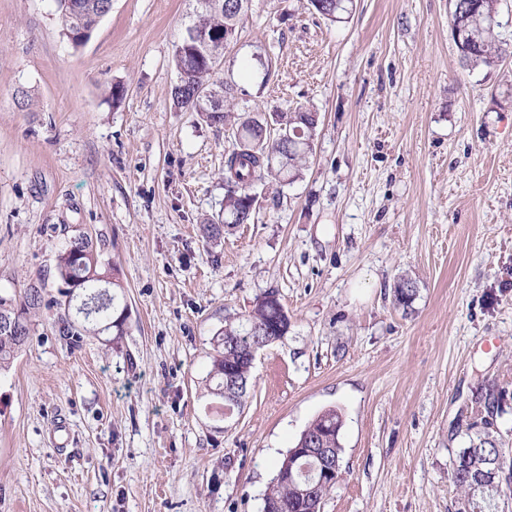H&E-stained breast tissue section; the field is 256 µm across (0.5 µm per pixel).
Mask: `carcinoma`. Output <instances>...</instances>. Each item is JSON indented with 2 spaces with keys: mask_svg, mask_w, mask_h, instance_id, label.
I'll list each match as a JSON object with an SVG mask.
<instances>
[{
  "mask_svg": "<svg viewBox=\"0 0 512 512\" xmlns=\"http://www.w3.org/2000/svg\"><path fill=\"white\" fill-rule=\"evenodd\" d=\"M310 6L324 18L336 22L349 10L352 0H309ZM498 0H483V11L471 20L476 29L475 38L480 45L474 47V66H484L487 57L502 59L508 53L512 40L499 31L500 23L490 18ZM75 7L63 5L57 0L63 30L72 33L78 28L93 30L103 19V0H71ZM245 9L211 12L201 6L194 8L189 23L200 27L211 35V46L184 45L177 37L172 45V62L177 73H185L187 86L174 84L171 95L175 105L203 111L206 122L213 126H229L234 142L224 161V205L221 220H211L203 225V238L213 241L221 238L224 229L249 224L254 217L256 182L270 177L285 185L301 177L306 157L312 151L313 138L319 125V114L298 107L292 112L272 114L274 131L267 130L268 121L260 120L247 112L234 111L231 87L221 77V62L224 56V28H238ZM204 85L210 92V100L196 101L191 98V88ZM57 273L62 288L59 293L68 296L73 291L84 293L93 310L84 315V320L75 321L66 315L60 316L59 333L77 343L87 335L112 333L121 336L124 322L120 321V305L117 304L121 287L117 278L111 277L110 268L102 265L99 253L93 249L91 240L78 235L69 240L57 256ZM41 287L31 286L23 301L15 304L10 298L0 296V366H5L14 354L25 345L31 331L30 314L41 308ZM288 326L287 311L280 299H270L265 293L256 299L253 309L242 322L229 321L217 336V355L211 371L215 386L211 394L224 401L242 399L250 388L251 368L248 363L249 350L253 345L269 337L283 335L281 329ZM343 416L329 409L317 416L303 431L312 436L324 430L329 432L327 447L331 448V461H341L340 435ZM503 449L493 436L485 432L470 440L469 446L456 453L452 467V483L460 489L471 512H498L501 485L473 482L468 468L459 461L470 456L481 467L495 465ZM286 462H281L271 491L264 505L270 512H306L296 487L285 480L281 472Z\"/></svg>",
  "mask_w": 512,
  "mask_h": 512,
  "instance_id": "1",
  "label": "carcinoma"
}]
</instances>
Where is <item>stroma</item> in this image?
Segmentation results:
<instances>
[{"label": "stroma", "instance_id": "35a3bbf8", "mask_svg": "<svg viewBox=\"0 0 512 512\" xmlns=\"http://www.w3.org/2000/svg\"><path fill=\"white\" fill-rule=\"evenodd\" d=\"M192 9L112 0L76 48L55 0H0V295L46 302L0 370V512H263L328 409L322 512H459L457 451L484 431L512 451V55L462 63L450 0H355L340 23L250 0L221 67L237 110L320 124L302 177L257 183L252 223L209 242L233 137L172 102ZM77 234L122 285L111 342L58 333ZM270 291L288 332L224 420L214 339ZM343 427V416L340 412L335 409H329L319 416H317L310 425L302 432L300 438L298 439L296 445L293 447L290 458L288 456V479L296 482L297 476H305L307 474V465L299 464V460L308 455H317L322 458H326L327 449L331 448V461L335 464L338 462L339 470L336 474V464L335 466L330 465L325 469L326 475H335L339 476L340 471V462H341V453L342 446L340 443V435ZM327 430L329 432L330 437L328 438L327 448L322 447L318 448L313 446L309 439L307 438L302 442L300 448H297L300 441L302 440V435L312 436L314 433H321L322 431ZM307 441V443H306ZM309 442V443H308ZM331 463V464H332Z\"/></svg>", "mask_w": 512, "mask_h": 512}]
</instances>
